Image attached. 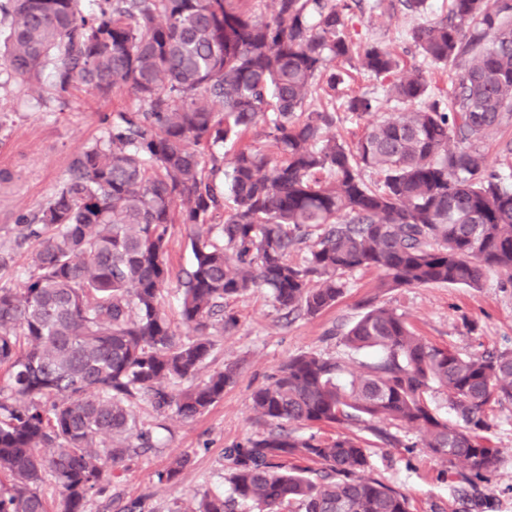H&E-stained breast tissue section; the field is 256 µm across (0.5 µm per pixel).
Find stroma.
Segmentation results:
<instances>
[{
    "instance_id": "obj_1",
    "label": "stroma",
    "mask_w": 512,
    "mask_h": 512,
    "mask_svg": "<svg viewBox=\"0 0 512 512\" xmlns=\"http://www.w3.org/2000/svg\"><path fill=\"white\" fill-rule=\"evenodd\" d=\"M420 16L407 13L401 5L379 6L378 0H360L348 13V31L354 41L377 42L397 55L401 66L423 70L431 94L447 96L455 71L430 65L408 39L409 30ZM344 77L336 97L315 90L313 108L336 114L334 131L345 143L360 137L364 123L348 112L350 97L364 93L382 95L389 81L365 71L358 61L339 65ZM135 96L120 90L103 97L74 84L69 95L58 97L50 78L39 90L0 73V171L12 179L0 185V248L13 247L19 215H33L66 178L69 161L80 148L104 136L101 113L137 107ZM168 261L173 277L164 292L165 309L177 318L178 277L190 269L192 255L187 229L175 225ZM349 286L336 305L318 315L283 318L267 291L258 290L229 300L227 307L238 325L230 333L215 334L210 358L202 375L233 369L234 381L223 397L204 414L183 421L175 414H159L149 401L135 407L141 428L154 438L153 448L133 461L116 464L108 495L93 498L88 512H112L110 498H142L146 512H170L174 501L188 502L201 491L225 490L231 462L226 449L266 435L271 425L251 410V394L268 383L272 374L289 357L303 352L320 354L359 371L371 362L368 352H355L341 341L343 334L363 315L362 302L376 299L407 318L412 329L427 341L464 355L512 348V281L487 274L482 287L430 286L379 290V274L373 270L348 274ZM489 437L500 450V460L489 482L481 486L484 502L480 512H512V405L493 407L488 412ZM369 456L368 473L408 495L411 512H460L456 482L447 463L418 445L420 435L400 430L403 448H388L363 427H354ZM185 452L190 463L177 483L159 482L170 458Z\"/></svg>"
}]
</instances>
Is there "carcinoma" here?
<instances>
[{
    "mask_svg": "<svg viewBox=\"0 0 512 512\" xmlns=\"http://www.w3.org/2000/svg\"><path fill=\"white\" fill-rule=\"evenodd\" d=\"M89 2L85 12L81 0H0L9 75L35 87L47 71L61 95L78 78L139 101L103 115L105 138L77 150L61 187L18 220L15 246H37L21 283L0 282V512H49L47 483L58 512H87L114 465L151 446L136 424L139 397L182 420L221 399L231 369L179 385L210 357V336L236 325L230 299L265 289L285 314L314 316L360 270L381 272L389 290L478 288L489 272L512 280V175L490 169L479 148L512 112V0H448L447 17L411 28L417 51L456 73L451 95L432 100L422 70L350 38L348 0ZM256 3L263 20L247 8ZM354 57L377 77L400 75L381 98H349L366 119L350 147L329 134L334 113L308 103L322 79L336 91L331 64ZM391 101L394 114L372 120ZM258 127L280 159L213 152ZM176 224L189 229L193 256L181 342L163 304ZM301 244L307 256L293 263ZM365 307L343 342L378 358L356 373L313 353L289 358L251 394L274 429L226 449L224 493L171 512H410L407 495L365 475L367 449L349 432L359 422L389 448L402 440L388 428L416 429L468 488L489 481L500 450L485 435L487 409L512 405V350L463 356L417 336L395 310ZM439 389L453 421L432 405ZM295 424L338 432L301 437ZM189 462L175 455L159 480L177 482Z\"/></svg>",
    "mask_w": 512,
    "mask_h": 512,
    "instance_id": "carcinoma-1",
    "label": "carcinoma"
}]
</instances>
